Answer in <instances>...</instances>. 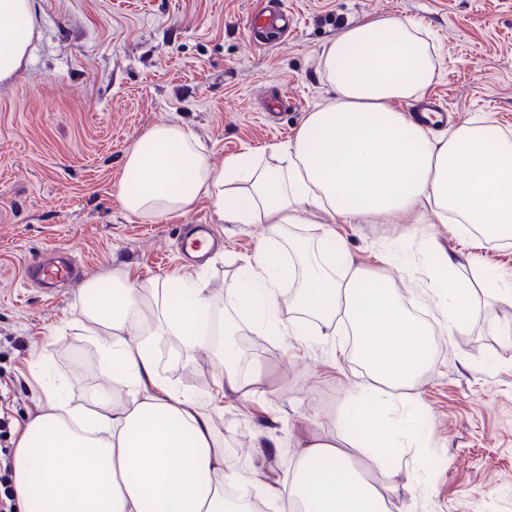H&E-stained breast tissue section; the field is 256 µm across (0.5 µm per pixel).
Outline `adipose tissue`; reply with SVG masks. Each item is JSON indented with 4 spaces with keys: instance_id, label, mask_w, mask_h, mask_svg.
<instances>
[{
    "instance_id": "obj_1",
    "label": "adipose tissue",
    "mask_w": 512,
    "mask_h": 512,
    "mask_svg": "<svg viewBox=\"0 0 512 512\" xmlns=\"http://www.w3.org/2000/svg\"><path fill=\"white\" fill-rule=\"evenodd\" d=\"M31 18V0H0V82L25 60L36 35ZM321 60L335 97L309 112L285 164L241 154L215 168L192 130L173 122L155 124L127 151L116 189L126 212L181 214L204 196L224 223L267 225L269 243L221 298L200 278L139 280L126 268L85 284L66 326L97 339L126 391L97 389L86 407L42 386V407L18 426L12 450L17 512H391L395 470L374 484L354 463L348 437L357 435L373 464L424 447L429 430L414 415L412 389L432 364L429 337L472 321V294L448 287L427 257L412 264L390 249L401 279L439 309L436 324L419 323L396 285L356 262L334 227L380 215L422 224L432 215L458 224L461 235L511 243L512 135L472 117L435 136L399 111L436 71L431 45L411 21L350 27ZM311 210L332 227L311 238L292 234ZM341 328L369 382L350 395L332 432L307 424L296 433L288 468L272 447L253 451L246 468L234 466L200 398L159 371L158 343L169 337L186 352H206L221 368V391L249 401L267 378L259 363H244L239 337L332 347Z\"/></svg>"
}]
</instances>
